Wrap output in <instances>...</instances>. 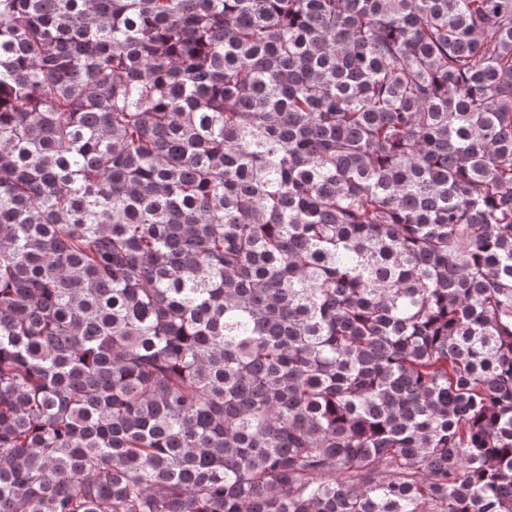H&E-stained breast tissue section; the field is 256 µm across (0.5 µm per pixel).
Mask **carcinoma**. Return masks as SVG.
Wrapping results in <instances>:
<instances>
[{"instance_id": "carcinoma-1", "label": "carcinoma", "mask_w": 512, "mask_h": 512, "mask_svg": "<svg viewBox=\"0 0 512 512\" xmlns=\"http://www.w3.org/2000/svg\"><path fill=\"white\" fill-rule=\"evenodd\" d=\"M0 512H512V0H0Z\"/></svg>"}]
</instances>
